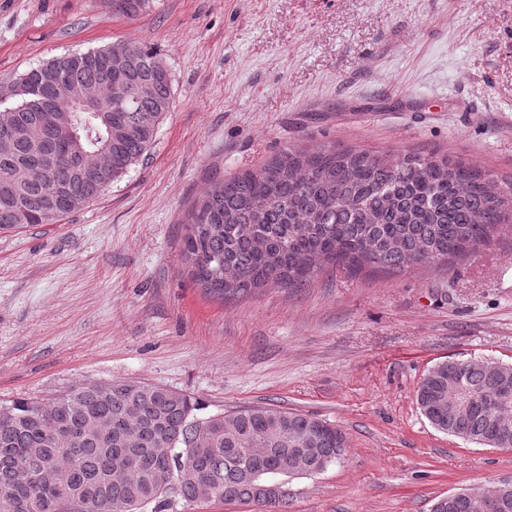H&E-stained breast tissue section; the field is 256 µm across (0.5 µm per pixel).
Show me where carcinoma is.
<instances>
[{
    "mask_svg": "<svg viewBox=\"0 0 512 512\" xmlns=\"http://www.w3.org/2000/svg\"><path fill=\"white\" fill-rule=\"evenodd\" d=\"M112 13L135 16L148 0H111ZM132 48L123 65L110 64L118 46ZM133 89L142 96L118 99L107 93L96 115L73 111L87 85ZM20 90L7 108L18 131L9 155H0V182H14L22 209L6 215L0 203V231L58 224L73 209L50 207L56 183L77 204L97 199L131 167L144 161L173 99L168 66L151 48L125 42L52 59L21 74ZM48 99L45 111L38 97ZM80 128L69 143L82 164L52 160L55 136L42 144L37 131ZM112 151V166L96 158ZM512 223V183L449 156L396 154L336 148H293L260 171L216 181L187 214L183 260L188 275L220 299L255 292L269 284L302 288L328 267L398 272L416 264L446 266L489 243ZM491 359L460 364L440 361L421 379L416 402L437 430L489 446L502 425L512 431V402L496 401L512 388V369L503 379ZM457 377L468 407L448 413V378ZM52 412L42 403L17 399L1 405L12 415L0 422V499L14 496L15 512H167L172 498L208 499L206 488L175 480L164 488L152 478L133 483L120 476L132 459L147 469L161 464L155 449L166 441L190 448L191 468L222 489L220 500L256 504L258 485L311 475L293 449H315L314 461H341L348 442L336 426L299 411L256 405L198 416L205 404L188 394H171L138 381L80 383ZM67 428L83 434L70 450L57 440ZM24 467L38 477L26 489L13 487ZM70 482L53 485L51 472Z\"/></svg>",
    "mask_w": 512,
    "mask_h": 512,
    "instance_id": "cac0c4a2",
    "label": "carcinoma"
}]
</instances>
